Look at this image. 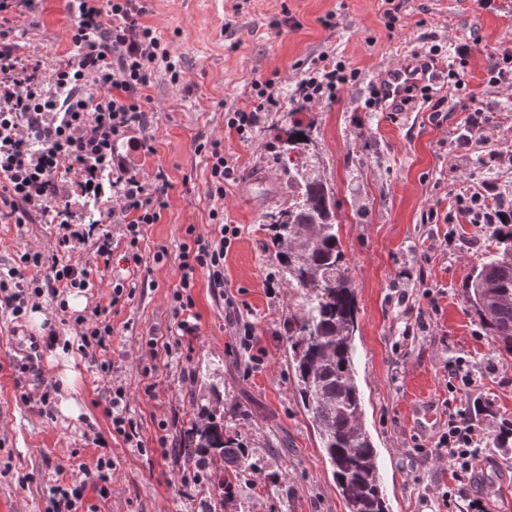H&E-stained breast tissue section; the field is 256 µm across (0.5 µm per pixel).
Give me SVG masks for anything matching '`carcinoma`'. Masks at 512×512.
<instances>
[{
    "label": "carcinoma",
    "instance_id": "cac0c4a2",
    "mask_svg": "<svg viewBox=\"0 0 512 512\" xmlns=\"http://www.w3.org/2000/svg\"><path fill=\"white\" fill-rule=\"evenodd\" d=\"M284 133L288 147L278 146L276 156L288 173L291 202L266 218L282 282L300 295L285 320L289 367L348 512H388L378 452L363 424L354 347L359 324L352 273L336 232V192L307 148L310 127L293 121ZM299 134L305 139L297 140ZM493 232L498 248L469 277L465 293L498 352L512 355V225ZM183 455L205 462L221 457L223 478L210 476L218 507L257 470L242 432L224 425V413L215 410L194 423Z\"/></svg>",
    "mask_w": 512,
    "mask_h": 512
}]
</instances>
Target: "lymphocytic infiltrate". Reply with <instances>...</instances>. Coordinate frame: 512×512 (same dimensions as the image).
<instances>
[{
  "label": "lymphocytic infiltrate",
  "mask_w": 512,
  "mask_h": 512,
  "mask_svg": "<svg viewBox=\"0 0 512 512\" xmlns=\"http://www.w3.org/2000/svg\"><path fill=\"white\" fill-rule=\"evenodd\" d=\"M36 6V0H0V220L26 224L50 212L58 226L55 254L22 253L0 277V306L17 320L25 316L30 297L92 286L85 268L62 258L72 241L85 237L74 227L67 182L98 199L103 176L111 177L114 199L107 213L123 225L124 260L137 267L143 262L138 249L143 227L158 223L167 207L164 174L150 180L131 175L116 150L130 130L144 126L153 109L148 92L153 71L171 61L167 45L143 21L142 0H76L68 29L71 50L55 65L48 85L39 78L40 61L23 58L16 40L17 20ZM354 78L341 62L317 66L299 82L296 94L306 103L331 99ZM236 233L225 224L209 239L187 228L173 295L182 337L198 332L191 296L197 270H207L212 287H223L224 255ZM484 411L478 400L456 409L437 443L435 453L447 458L453 480L441 495L446 512H454L458 496L473 481Z\"/></svg>",
  "instance_id": "f902f5d3"
}]
</instances>
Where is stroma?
I'll return each instance as SVG.
<instances>
[{"mask_svg":"<svg viewBox=\"0 0 512 512\" xmlns=\"http://www.w3.org/2000/svg\"><path fill=\"white\" fill-rule=\"evenodd\" d=\"M145 22L178 55L173 84L157 69L154 111L141 135L152 153L120 142L131 170L164 173L168 207L143 228V263L123 262L127 241L112 225V258L94 242L76 245L72 261L93 283L81 315L106 305L111 362L101 374L92 356L70 348L78 418L58 409L60 384L52 352L37 366L20 365L42 327L25 320L14 333L0 308V512H52L56 480H82L98 457L112 461L106 494L87 487L78 512H209L207 470L179 452L203 409L223 408L241 430L261 470L242 481L223 512H345L315 425L288 364L284 321L300 301L284 288L266 244L267 213L288 204V178L271 147L273 132L294 120L309 124L321 169L336 190V222L355 280L359 332L358 382L364 422L379 452L381 486L390 512H437L450 480L434 450L450 407L482 399L488 443L475 489L486 512L512 507V450L498 448L501 421L512 419V356L499 353L468 308L463 285L496 247L489 229L469 223L463 199L488 184L512 199V83L491 71L512 52V0H145ZM293 23H286V16ZM69 0H40L19 19L22 56L52 69L70 49ZM418 54L433 58L427 97L403 112L372 101L380 70ZM343 61L356 78L337 98L305 104L294 96L309 68ZM459 72L455 87L449 71ZM270 80L273 111L238 133L228 120L256 99L255 81ZM481 123L471 127L473 110ZM218 141L234 168L222 200L208 196L211 162L198 143ZM222 219H213V211ZM237 227L224 258V285L207 270L191 290L198 335L174 344L172 295L179 280L185 230L211 238L220 223ZM52 216L27 224L0 222V271L26 250L51 253ZM165 251L163 262L153 256ZM131 297L110 305L116 284ZM172 340L150 351L151 332ZM252 335L253 348L242 341ZM468 362L474 386L448 390L451 359ZM153 369L146 380L145 369ZM137 422L142 447L112 430L104 408L115 389ZM167 436L166 447L157 440Z\"/></svg>","mask_w":512,"mask_h":512,"instance_id":"35a3bbf8","label":"stroma"}]
</instances>
